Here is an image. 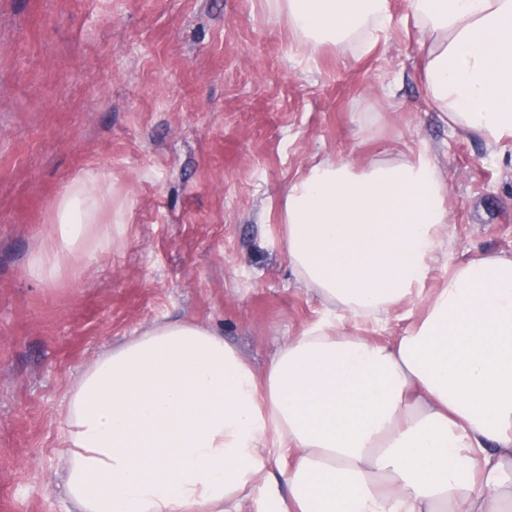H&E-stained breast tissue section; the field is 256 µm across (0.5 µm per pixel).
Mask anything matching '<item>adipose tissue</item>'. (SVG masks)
<instances>
[{
  "instance_id": "ef3b65f1",
  "label": "adipose tissue",
  "mask_w": 512,
  "mask_h": 512,
  "mask_svg": "<svg viewBox=\"0 0 512 512\" xmlns=\"http://www.w3.org/2000/svg\"><path fill=\"white\" fill-rule=\"evenodd\" d=\"M265 3L310 60L393 31L389 0ZM405 21L442 119L511 140L512 0H407ZM127 211L111 171L87 167L28 274L52 292L78 281L121 245ZM264 221L321 316L261 369L192 316L101 351L61 409L69 512H512V257L450 262L438 157L313 156ZM395 314L400 334L372 339Z\"/></svg>"
}]
</instances>
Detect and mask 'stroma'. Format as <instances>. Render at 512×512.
Wrapping results in <instances>:
<instances>
[{
  "label": "stroma",
  "mask_w": 512,
  "mask_h": 512,
  "mask_svg": "<svg viewBox=\"0 0 512 512\" xmlns=\"http://www.w3.org/2000/svg\"><path fill=\"white\" fill-rule=\"evenodd\" d=\"M419 67L398 31L301 61L260 0H0V512H65L59 408L104 346L189 314L261 367L318 319L262 222L312 156L428 147L449 257L512 255V148L440 123ZM92 162L133 205L128 238L46 293L26 271L34 233Z\"/></svg>",
  "instance_id": "1"
}]
</instances>
